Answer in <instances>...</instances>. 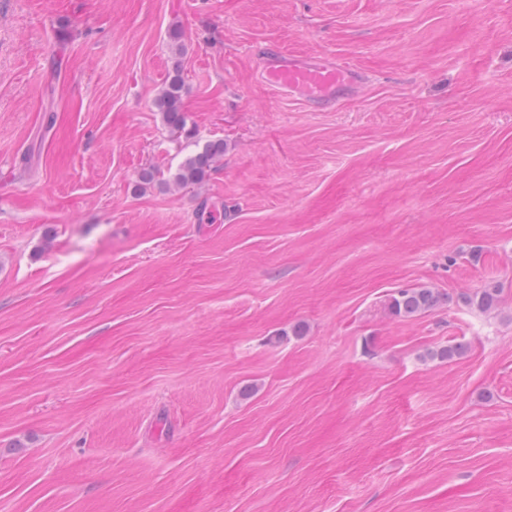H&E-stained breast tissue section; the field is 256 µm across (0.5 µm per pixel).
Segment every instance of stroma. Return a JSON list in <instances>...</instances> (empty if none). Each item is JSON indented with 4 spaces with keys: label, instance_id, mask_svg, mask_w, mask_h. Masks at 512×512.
Returning a JSON list of instances; mask_svg holds the SVG:
<instances>
[{
    "label": "stroma",
    "instance_id": "stroma-1",
    "mask_svg": "<svg viewBox=\"0 0 512 512\" xmlns=\"http://www.w3.org/2000/svg\"><path fill=\"white\" fill-rule=\"evenodd\" d=\"M0 512H512V0H0ZM262 77L279 93L301 99L310 106L333 102L358 82L359 72L330 57L304 58L277 47L265 51ZM185 93V81L177 72L167 80L156 100V105L164 124L183 131H185L186 127V116L183 109ZM224 157V140H211L204 147L188 155L171 175L177 188L202 185L217 163ZM443 299V295L432 288H408L392 297L389 307L397 316L414 317L433 309ZM499 293V288H496V286H487L474 293L462 294L459 299L470 308L488 311L498 304Z\"/></svg>",
    "mask_w": 512,
    "mask_h": 512
}]
</instances>
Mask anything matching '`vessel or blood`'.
Listing matches in <instances>:
<instances>
[{
  "instance_id": "obj_1",
  "label": "vessel or blood",
  "mask_w": 512,
  "mask_h": 512,
  "mask_svg": "<svg viewBox=\"0 0 512 512\" xmlns=\"http://www.w3.org/2000/svg\"><path fill=\"white\" fill-rule=\"evenodd\" d=\"M262 77L279 93L312 106L333 102L358 82L359 73L349 64L330 58H304L270 47L265 51Z\"/></svg>"
}]
</instances>
